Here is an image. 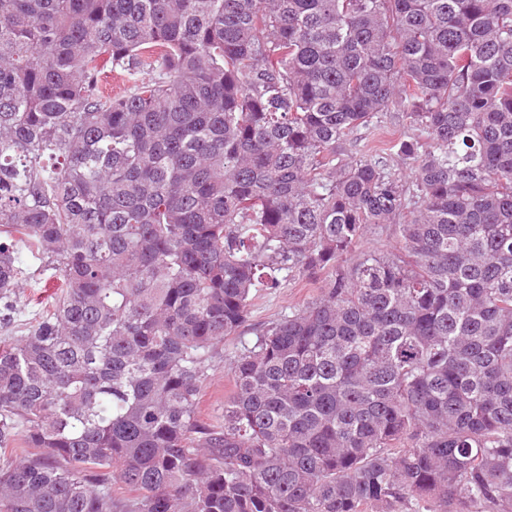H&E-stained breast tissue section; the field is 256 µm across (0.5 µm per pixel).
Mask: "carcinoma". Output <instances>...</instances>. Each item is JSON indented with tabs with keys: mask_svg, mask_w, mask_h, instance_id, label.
<instances>
[{
	"mask_svg": "<svg viewBox=\"0 0 512 512\" xmlns=\"http://www.w3.org/2000/svg\"><path fill=\"white\" fill-rule=\"evenodd\" d=\"M21 244L0 512H512V0H0V326ZM18 260L20 265L26 270L28 273V277L30 278V282L23 283L21 286V320L30 319L36 313L38 306L37 302L40 301V298L46 297V295L52 293L55 288H52L53 282L52 280L43 279V276L37 274L36 269L37 265L31 258L29 251L26 248H21L18 252ZM39 283V284H38ZM45 285V288H43ZM323 278L324 275L316 279L288 281L283 288L261 295L252 302L248 326L237 335L224 338V345L219 349L216 358L217 368L201 391L198 406V419L201 423L212 428L224 425V400L233 391L229 371L230 357L244 344L252 343L257 332L281 312H288L289 308L302 306L314 298L320 291Z\"/></svg>",
	"mask_w": 512,
	"mask_h": 512,
	"instance_id": "obj_1",
	"label": "carcinoma"
}]
</instances>
